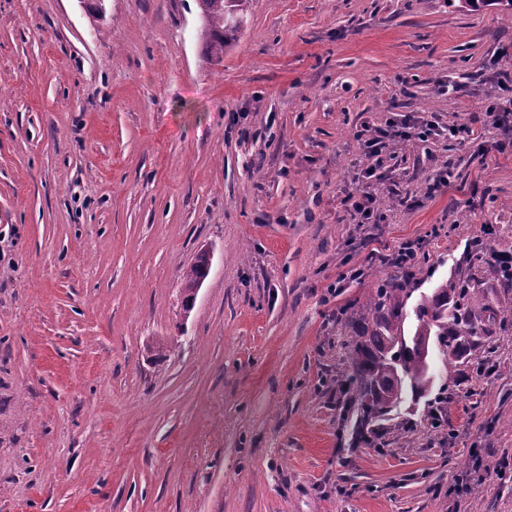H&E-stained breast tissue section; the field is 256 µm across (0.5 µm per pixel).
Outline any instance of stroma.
Returning <instances> with one entry per match:
<instances>
[{
    "label": "stroma",
    "mask_w": 512,
    "mask_h": 512,
    "mask_svg": "<svg viewBox=\"0 0 512 512\" xmlns=\"http://www.w3.org/2000/svg\"><path fill=\"white\" fill-rule=\"evenodd\" d=\"M200 30L195 0H0V512H512V335L441 428L408 395L361 439L336 322L405 242L420 296L482 225L512 250V13L249 0L218 64ZM403 115L474 138L400 143L354 223L357 135ZM208 269L207 256L205 253H201L196 261L183 272L181 286L187 303L193 299V293L200 282L205 280Z\"/></svg>",
    "instance_id": "35a3bbf8"
}]
</instances>
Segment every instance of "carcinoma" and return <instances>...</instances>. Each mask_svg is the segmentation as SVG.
Segmentation results:
<instances>
[{
  "mask_svg": "<svg viewBox=\"0 0 512 512\" xmlns=\"http://www.w3.org/2000/svg\"><path fill=\"white\" fill-rule=\"evenodd\" d=\"M202 28L206 58L219 63L224 49L235 40L243 13L234 11L242 0H195ZM498 230L483 228L474 235L464 260L439 283L432 294L420 297L408 307L414 289L410 283L423 270L411 265L400 276L377 282L366 305H347L340 321L348 330L352 375L349 384L361 395L359 420L382 417L398 407L406 391L422 395L435 382L430 371L429 350L437 348L443 357L448 390V369L461 351L486 345L500 333H512V316L496 310L488 289L512 290V253L498 252L492 242ZM204 253L182 275L186 301L208 274ZM414 317L413 332L405 324Z\"/></svg>",
  "mask_w": 512,
  "mask_h": 512,
  "instance_id": "carcinoma-1",
  "label": "carcinoma"
}]
</instances>
